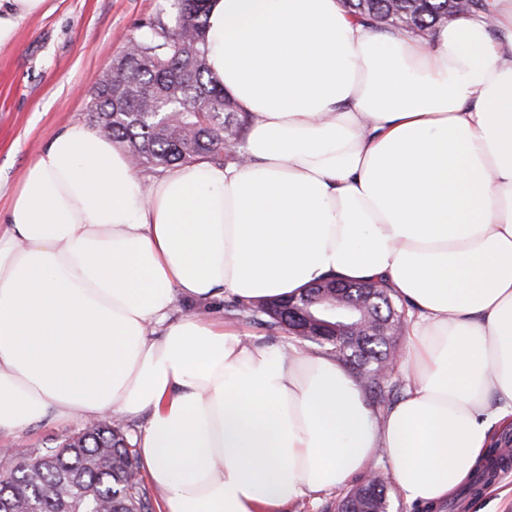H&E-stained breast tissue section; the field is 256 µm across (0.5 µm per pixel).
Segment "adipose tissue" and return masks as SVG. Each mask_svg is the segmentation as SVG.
I'll return each mask as SVG.
<instances>
[{"instance_id":"1","label":"adipose tissue","mask_w":512,"mask_h":512,"mask_svg":"<svg viewBox=\"0 0 512 512\" xmlns=\"http://www.w3.org/2000/svg\"><path fill=\"white\" fill-rule=\"evenodd\" d=\"M483 5L420 34L341 0H208L241 163L145 178L65 126L0 221V433L146 417L161 512H282L381 454L406 505L467 483L512 425V0ZM328 277L412 308L384 417L331 357L170 317Z\"/></svg>"}]
</instances>
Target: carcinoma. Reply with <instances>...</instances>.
Returning a JSON list of instances; mask_svg holds the SVG:
<instances>
[{
    "mask_svg": "<svg viewBox=\"0 0 512 512\" xmlns=\"http://www.w3.org/2000/svg\"><path fill=\"white\" fill-rule=\"evenodd\" d=\"M347 13L381 29L408 26L428 31L450 16L448 0H342ZM207 0H171V12L141 25L133 49L111 60L99 75L90 120L98 133L124 145L131 164L166 170L202 160H240L236 147L247 117L236 111L211 76L203 50ZM346 299L372 316L393 317V332L362 336L355 346L311 336V343L350 368L355 381L388 407L405 383L392 376L398 353L394 332L403 327L405 303L380 282L350 283ZM286 297L235 298L224 311L237 319L293 335L297 325L273 312ZM502 463L496 450L476 470L468 490L490 482ZM387 478L366 479L336 503L350 512L369 496L381 508L389 501ZM123 422L100 421L58 446L30 448L3 456L0 502L10 512H154Z\"/></svg>",
    "mask_w": 512,
    "mask_h": 512,
    "instance_id": "1",
    "label": "carcinoma"
}]
</instances>
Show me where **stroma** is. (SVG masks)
<instances>
[{
    "mask_svg": "<svg viewBox=\"0 0 512 512\" xmlns=\"http://www.w3.org/2000/svg\"><path fill=\"white\" fill-rule=\"evenodd\" d=\"M167 0H46L42 13L19 20L0 47V215L34 154L64 125L88 123L91 91L103 69L123 53ZM82 421L46 418L20 435H0V448L61 443Z\"/></svg>",
    "mask_w": 512,
    "mask_h": 512,
    "instance_id": "obj_1",
    "label": "stroma"
}]
</instances>
